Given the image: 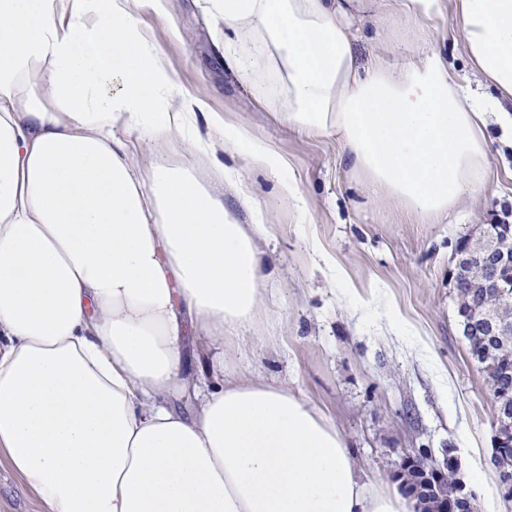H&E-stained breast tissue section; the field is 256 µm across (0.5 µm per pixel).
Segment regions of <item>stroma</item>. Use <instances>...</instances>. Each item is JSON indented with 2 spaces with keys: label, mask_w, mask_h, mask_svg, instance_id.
Instances as JSON below:
<instances>
[{
  "label": "stroma",
  "mask_w": 512,
  "mask_h": 512,
  "mask_svg": "<svg viewBox=\"0 0 512 512\" xmlns=\"http://www.w3.org/2000/svg\"><path fill=\"white\" fill-rule=\"evenodd\" d=\"M180 90L206 92L225 125L248 137L224 150V172L240 176L254 208L245 207L232 185L224 206L241 224L257 213L268 222L258 240L270 263L263 284L265 312L248 326L224 331V371L259 375L288 386L330 419L346 440L358 468L373 483L402 477L407 456L479 461L493 493L495 512H512L494 465L495 407L482 366L469 351L456 315L449 272L460 238L472 234L496 210L512 211V152L490 147V176L449 217L426 220L405 213L389 199L368 197L350 172L336 135H308L284 126V105L243 81L217 47L223 25L201 0H174L169 15L150 6L136 9ZM447 13L416 31L385 17L358 25L352 51L367 72L387 42L405 41L410 51L446 56L450 74L469 80L479 100L512 101L470 63ZM142 168L174 160L200 181L206 162L184 151L180 139L156 149L141 124L115 129ZM282 160L277 172L255 166L257 154ZM292 180L305 201L296 209L280 190ZM0 512H43L36 493L0 453Z\"/></svg>",
  "instance_id": "obj_1"
}]
</instances>
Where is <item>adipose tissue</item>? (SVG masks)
<instances>
[{"label": "adipose tissue", "instance_id": "1", "mask_svg": "<svg viewBox=\"0 0 512 512\" xmlns=\"http://www.w3.org/2000/svg\"><path fill=\"white\" fill-rule=\"evenodd\" d=\"M136 0H0V453L45 512H415L369 490L335 425L292 390L225 379L224 328L251 322L262 225L224 208L182 167L142 171L114 129L215 157L246 138L175 90ZM242 77L280 64L281 122L336 132L375 198L438 220L483 184L488 127L512 147V112L482 105L435 51L359 74L355 23L443 16L445 0H205ZM473 66L512 98V0H454ZM213 357L190 374L179 309ZM179 392L192 417L168 405Z\"/></svg>", "mask_w": 512, "mask_h": 512}]
</instances>
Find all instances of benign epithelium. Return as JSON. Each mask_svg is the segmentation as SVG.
Segmentation results:
<instances>
[{"instance_id":"benign-epithelium-1","label":"benign epithelium","mask_w":512,"mask_h":512,"mask_svg":"<svg viewBox=\"0 0 512 512\" xmlns=\"http://www.w3.org/2000/svg\"><path fill=\"white\" fill-rule=\"evenodd\" d=\"M455 265L450 271L453 288L466 284L473 288L471 297L461 309L459 323L462 335L471 338L483 336L488 340L498 336H512V320L501 314V304L507 288L512 286V224L501 220L496 213L490 223L480 225L478 233L460 240L454 251ZM512 415L504 410L496 421L494 461L500 474L501 489L512 497V468L505 462L512 455ZM411 474L414 494H423L430 512H465L469 490L462 483L447 492L448 474L458 471L457 458L452 449H445L441 463L417 465L412 459L405 463Z\"/></svg>"}]
</instances>
